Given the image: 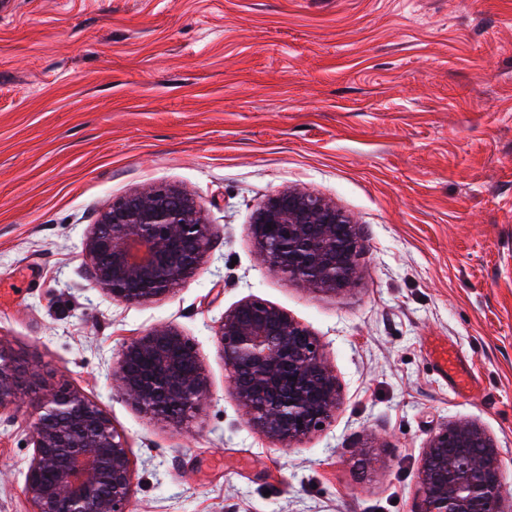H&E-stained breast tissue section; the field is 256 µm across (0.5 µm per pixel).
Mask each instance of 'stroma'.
I'll return each mask as SVG.
<instances>
[{
  "label": "stroma",
  "mask_w": 512,
  "mask_h": 512,
  "mask_svg": "<svg viewBox=\"0 0 512 512\" xmlns=\"http://www.w3.org/2000/svg\"><path fill=\"white\" fill-rule=\"evenodd\" d=\"M172 185L211 226L200 269L127 305L85 272L100 209ZM298 187L358 227L354 285L272 272L252 216ZM258 298L318 339L332 423L287 446L246 419L214 328ZM158 325L210 395L179 423L113 392ZM447 340L473 381L429 354ZM0 340L36 378L0 415V512H33L26 410L71 388L128 440L130 512H421L430 431L492 435L512 493V0H0Z\"/></svg>",
  "instance_id": "obj_1"
}]
</instances>
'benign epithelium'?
Instances as JSON below:
<instances>
[{"label":"benign epithelium","instance_id":"benign-epithelium-1","mask_svg":"<svg viewBox=\"0 0 512 512\" xmlns=\"http://www.w3.org/2000/svg\"><path fill=\"white\" fill-rule=\"evenodd\" d=\"M259 253L277 274L327 292L349 289L362 246L356 225L324 197L298 188L255 211ZM210 225L195 200L155 187L113 200L90 226L83 255L90 276L122 304L164 297L200 267ZM229 384L248 420L285 444L329 424L336 380L312 333L257 298L237 303L214 329ZM26 368L0 342V412L17 405ZM112 389L146 413L181 422L209 394L195 344L158 326L128 342L112 368ZM33 453L25 493L33 512H127L133 472L127 440L81 392L43 395L31 416ZM423 512H509L493 438L470 422L428 436L418 470Z\"/></svg>","mask_w":512,"mask_h":512}]
</instances>
